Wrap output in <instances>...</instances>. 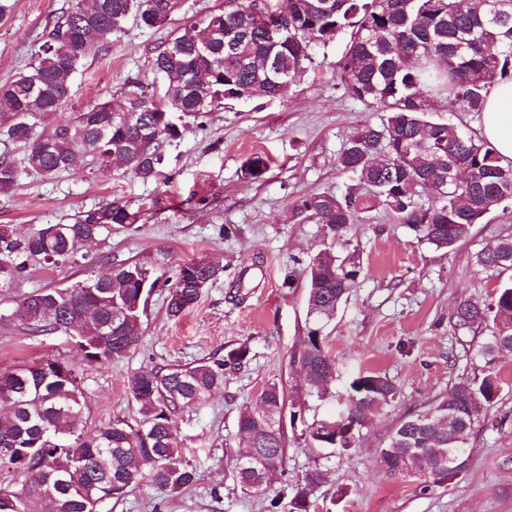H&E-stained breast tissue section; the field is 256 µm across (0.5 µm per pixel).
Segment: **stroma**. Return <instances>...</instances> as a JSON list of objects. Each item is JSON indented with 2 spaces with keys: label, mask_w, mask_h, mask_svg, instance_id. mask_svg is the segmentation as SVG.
<instances>
[{
  "label": "stroma",
  "mask_w": 512,
  "mask_h": 512,
  "mask_svg": "<svg viewBox=\"0 0 512 512\" xmlns=\"http://www.w3.org/2000/svg\"><path fill=\"white\" fill-rule=\"evenodd\" d=\"M224 2L181 0L169 24L159 28L128 20L124 33L85 56L65 115L122 100L133 77L162 91L165 81L150 70L148 57L171 30L223 10ZM67 7L68 0H0V82L33 60L46 22ZM347 41L342 35L316 46L285 98L227 102L202 123L183 121L153 178L81 162L52 178L21 174L0 193V224L26 234L113 201L137 215L130 228L81 247L73 262H30L13 287L0 289V372L50 357L73 366L84 390V433L134 422L137 409L126 380L135 372L220 359L242 345L250 351L245 365L225 372L223 389L206 406L183 407L172 417L182 457L197 470L196 484L170 492L143 483L103 512H288L290 485L315 467L323 480L312 492L311 512H512V353L485 363L478 354L483 336L454 334L449 323L458 302L491 303L507 280L502 270L479 265L475 254L512 237V205L473 225L467 240L450 251L418 241L380 210L340 238L326 225L293 215L304 195L345 191L350 177L337 165L344 143L356 128L381 118L345 97L337 84L336 64ZM256 154L269 158L270 169L260 179H244L242 165ZM326 249L354 257L361 269L323 331L336 358V380L323 396L307 397L302 420L287 430L286 462L266 491L247 493L234 473L238 417L267 383H281L290 393L299 388L301 375L290 357L307 332L302 271ZM201 259L221 266L220 276L192 309L169 319L167 285L181 264ZM134 260L151 263L160 285L148 298L137 346L121 359L87 362L65 332L35 334L15 317L38 289L65 288ZM488 367L502 390L487 420L461 446L469 458L466 473L427 491L415 478L387 475L379 450L397 422L424 410L461 375ZM362 373L391 379L394 400L370 416L353 448L314 447L308 425L344 413L349 384Z\"/></svg>",
  "instance_id": "obj_1"
}]
</instances>
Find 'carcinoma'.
<instances>
[{
    "instance_id": "cac0c4a2",
    "label": "carcinoma",
    "mask_w": 512,
    "mask_h": 512,
    "mask_svg": "<svg viewBox=\"0 0 512 512\" xmlns=\"http://www.w3.org/2000/svg\"><path fill=\"white\" fill-rule=\"evenodd\" d=\"M83 2L70 0L49 24L30 66L0 84V136L25 144L24 168L43 177L67 169L85 150L92 152L94 167L120 163L142 178L153 177L166 143L177 134L159 123L163 102L155 101L137 77L126 83L125 104L141 107V127L115 121L112 103L100 102L35 133L41 118L68 104L71 72L81 57L123 32L130 18L145 28L162 27L180 7V0H91L85 7ZM206 33L215 42L212 82L224 86L226 100L248 98L255 87L266 98L284 97L279 88L312 62V46L349 34L337 79L345 96L383 117L346 139L337 159L351 175L345 192L299 198L293 205L298 220L314 219L341 237L366 214L382 209L394 223L410 225L418 240L450 250L492 210L512 202V167L502 166L494 148L427 116L429 99L441 95L456 112H480L492 87L512 80V0H291L276 42L260 25L250 0H225L224 10L172 31L153 52L149 67L163 76L166 89L186 82L202 65L193 42ZM174 45L181 51L170 58L167 52ZM22 169L8 153L0 154L1 192L17 183ZM267 171L261 156L244 163L249 179ZM134 223L136 214L112 202L33 235L0 224V265L14 267V278H0V288L12 287L31 259L63 264L112 225ZM476 260L512 271V238L483 247ZM221 272L206 260L181 264L168 286V316L180 318ZM359 273L360 267L329 250L304 268L311 326L291 361L306 370L307 389L291 401L292 422L301 417L304 393H325L335 380L336 361L325 350L322 329L347 300ZM157 283L147 262L116 264L67 288L30 293L18 317L35 332L71 330L88 361L108 362L138 344V322ZM450 325L457 334L489 330L480 349L489 362L501 350L512 351V279L488 305L460 301ZM248 354L242 346L217 360L133 373L126 388L137 407L135 424L119 422L89 438L81 428L84 396L74 367L49 358L38 375L27 366L0 373V407L7 408L0 412V447L14 449L0 457V471L27 480L20 492L0 486V512H34V501L42 499L54 501L57 512H101L105 503L142 482L169 491L194 485L196 469L181 460L173 444L172 415L184 406L205 404L224 386V371L240 368ZM500 391L497 375L488 370L459 379L427 410L403 417L380 449L386 472L414 474L425 491L452 483L465 470L449 469V459L463 458L460 445L494 407ZM396 394L389 378L362 374L350 383L345 419L313 423L309 435L315 439L329 426L337 447L347 450L355 442L353 430L363 428L368 415ZM285 406L284 389L273 382L240 414L243 443L235 469L247 492L263 491L284 464ZM321 479L316 468L292 487L289 512H311L309 496Z\"/></svg>"
}]
</instances>
